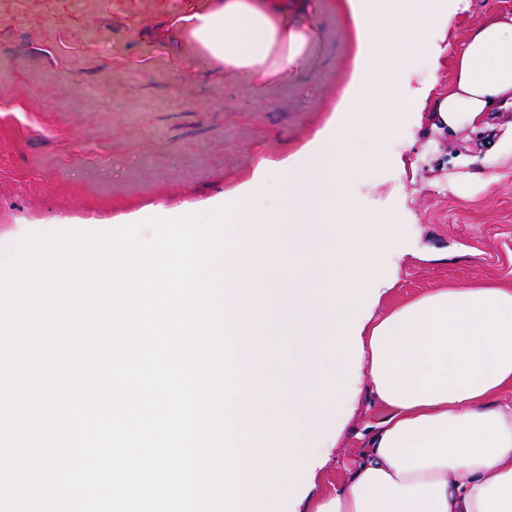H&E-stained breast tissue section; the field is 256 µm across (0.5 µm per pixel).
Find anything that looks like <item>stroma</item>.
Returning a JSON list of instances; mask_svg holds the SVG:
<instances>
[{
  "label": "stroma",
  "instance_id": "stroma-1",
  "mask_svg": "<svg viewBox=\"0 0 512 512\" xmlns=\"http://www.w3.org/2000/svg\"><path fill=\"white\" fill-rule=\"evenodd\" d=\"M197 0H0V230L90 216H149L223 194L286 160L322 129L346 85L353 46L338 0H311L304 70L255 85L177 35ZM412 88L447 92L453 49L512 0H449ZM512 108L448 128L410 112L392 162L371 169L359 204L397 216L415 250L378 309L456 284L512 286ZM493 177L489 189L481 179ZM384 410L361 386L336 422L328 471L308 499L356 467Z\"/></svg>",
  "mask_w": 512,
  "mask_h": 512
}]
</instances>
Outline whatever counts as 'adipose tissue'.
Wrapping results in <instances>:
<instances>
[{
    "label": "adipose tissue",
    "instance_id": "ef3b65f1",
    "mask_svg": "<svg viewBox=\"0 0 512 512\" xmlns=\"http://www.w3.org/2000/svg\"><path fill=\"white\" fill-rule=\"evenodd\" d=\"M355 41L326 125L229 192L224 306L234 319L240 512H279L300 475L329 460L327 428L367 380L385 411L361 461L311 512H512V289L459 284L374 310L410 251L398 219L357 202L359 177L388 161L415 93L405 77L449 23L448 0H343ZM178 33L258 84L301 69L309 34L288 0H214ZM434 105L448 126L512 99V13L454 50ZM336 361L328 370L327 358Z\"/></svg>",
    "mask_w": 512,
    "mask_h": 512
}]
</instances>
